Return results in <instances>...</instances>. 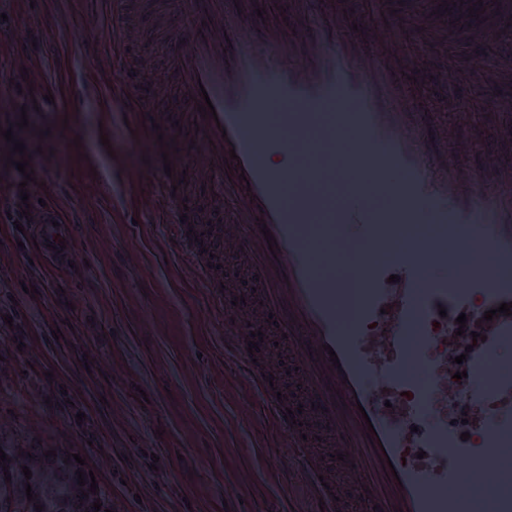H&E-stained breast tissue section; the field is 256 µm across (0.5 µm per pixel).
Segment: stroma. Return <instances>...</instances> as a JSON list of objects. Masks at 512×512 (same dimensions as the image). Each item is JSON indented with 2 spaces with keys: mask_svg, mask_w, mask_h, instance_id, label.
I'll return each mask as SVG.
<instances>
[{
  "mask_svg": "<svg viewBox=\"0 0 512 512\" xmlns=\"http://www.w3.org/2000/svg\"><path fill=\"white\" fill-rule=\"evenodd\" d=\"M134 27L155 55L153 79L178 84L169 47L154 35L155 0H134ZM18 34L0 40V70L35 38L20 83L0 81V306L14 303L23 338L0 337V424L22 440L74 447L118 512H308L301 482H286L273 424L224 359V325L187 258L165 254L166 207L153 181L166 153L188 151L175 120L162 133L126 125L109 0H0ZM482 19L451 13L434 49L473 55L487 44ZM412 37L410 56L429 53ZM448 126V148L482 167L507 149L512 86L491 93L473 71L429 101ZM28 127H21V119ZM31 156L30 223L7 212L19 183L6 160L14 141ZM65 223L69 260L36 247L46 211ZM44 282L37 296L22 286ZM251 473L250 495L227 488Z\"/></svg>",
  "mask_w": 512,
  "mask_h": 512,
  "instance_id": "1",
  "label": "stroma"
}]
</instances>
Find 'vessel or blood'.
<instances>
[{"instance_id":"obj_1","label":"vessel or blood","mask_w":512,"mask_h":512,"mask_svg":"<svg viewBox=\"0 0 512 512\" xmlns=\"http://www.w3.org/2000/svg\"><path fill=\"white\" fill-rule=\"evenodd\" d=\"M178 14L180 31L170 41L171 60L181 74L176 91L181 122L192 131L197 153L174 159L170 172H158L169 216L167 235L173 250L188 257L196 280L214 292L215 312L224 320V358L233 364L273 419L288 458L287 478L300 479L312 503L324 512H460L448 487L472 467L486 461L499 434L512 435V383L498 379L487 349L474 351L467 375L455 380L457 393L483 407L468 423L477 441L458 443L453 433L421 424L418 407L394 401L402 389L406 339L430 344L439 315L484 325L489 347L512 341V315L500 314L512 302V280L471 277L462 282H427L424 259L444 265L457 262L438 237H422L399 248L386 263L361 273L365 320L382 319L380 335L344 327L343 290L322 277L321 261L306 232L309 213L327 208L331 223L341 225L325 252L353 251L392 234L396 224L411 221L413 205L448 213L450 231L463 249L486 255L491 264L512 261V187L493 183L458 153L431 146L427 91L408 80L413 60L404 45L408 28L387 0H372L366 10L346 16L332 0H297L291 29L277 19L255 27L244 8L224 0H162L157 13L166 22ZM487 18L496 19L491 34L512 22V0H487ZM115 40L127 45L132 35L130 0H112ZM475 71L488 85L500 83L512 65V50L497 57H473ZM152 81L142 84L143 104L131 113L135 128L148 131L160 114L150 106ZM276 96L294 110L286 116L291 145L316 167L335 162V131L308 134L309 125L331 104L348 102L354 110L352 132L370 154L349 163L356 177L375 171L386 156L405 174L406 205L389 224L374 223L352 189L326 200L285 202L284 173L270 171L259 157L264 133L258 103ZM211 101L214 115L200 107ZM208 161V198L220 205L223 221L204 231V215L185 203V186ZM222 240L236 254L241 269L258 276L251 300L239 301L219 269L210 266L201 234ZM273 241H266V234ZM399 278L389 287L390 275ZM482 306L471 303L475 292ZM494 311L485 320V311ZM282 337L295 370L284 378L272 368L266 347L249 350L252 332ZM303 404L297 421L287 410ZM428 449L432 466L422 472L403 463L409 444Z\"/></svg>"}]
</instances>
